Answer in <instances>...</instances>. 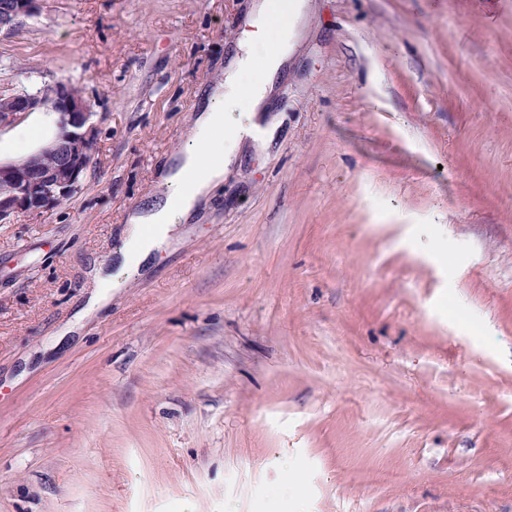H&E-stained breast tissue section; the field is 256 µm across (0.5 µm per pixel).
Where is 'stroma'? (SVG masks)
Returning <instances> with one entry per match:
<instances>
[{
  "instance_id": "1",
  "label": "stroma",
  "mask_w": 512,
  "mask_h": 512,
  "mask_svg": "<svg viewBox=\"0 0 512 512\" xmlns=\"http://www.w3.org/2000/svg\"><path fill=\"white\" fill-rule=\"evenodd\" d=\"M253 3L0 30V89L98 127L0 224V512H512V0H308L272 143L84 315Z\"/></svg>"
}]
</instances>
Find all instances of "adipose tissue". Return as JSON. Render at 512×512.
Listing matches in <instances>:
<instances>
[{"instance_id": "obj_1", "label": "adipose tissue", "mask_w": 512, "mask_h": 512, "mask_svg": "<svg viewBox=\"0 0 512 512\" xmlns=\"http://www.w3.org/2000/svg\"><path fill=\"white\" fill-rule=\"evenodd\" d=\"M306 7L307 0H294L289 13L275 23L268 0H259L250 32L239 41L211 104L196 115L189 143L165 177L159 198L129 215L114 274L95 272L94 305L107 304L119 274L141 269L153 253L169 244L175 224L189 220L212 188L223 182L243 143L262 149L273 140L275 124H261L257 118L266 110L273 80L293 47Z\"/></svg>"}]
</instances>
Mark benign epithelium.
<instances>
[{
	"instance_id": "obj_1",
	"label": "benign epithelium",
	"mask_w": 512,
	"mask_h": 512,
	"mask_svg": "<svg viewBox=\"0 0 512 512\" xmlns=\"http://www.w3.org/2000/svg\"><path fill=\"white\" fill-rule=\"evenodd\" d=\"M38 0H16L9 14L0 15V29L33 14ZM42 110L59 115V131L38 151L15 161H0V223L21 214L34 215L54 208L73 194L90 165L98 129L94 112L81 88L57 85L36 94L0 93V128L24 114Z\"/></svg>"
}]
</instances>
